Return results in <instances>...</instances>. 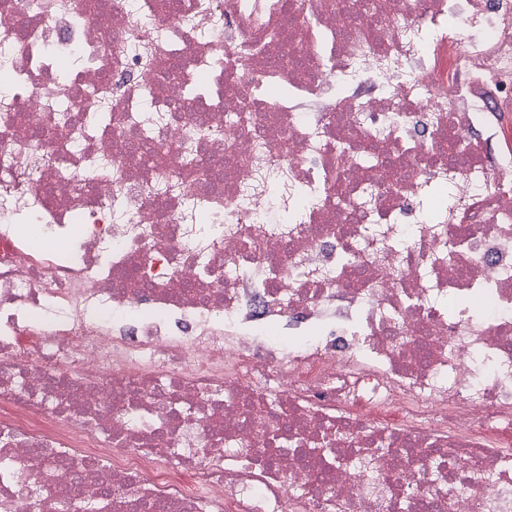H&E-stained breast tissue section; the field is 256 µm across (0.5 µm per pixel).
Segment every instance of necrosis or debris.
<instances>
[{
	"instance_id": "4bbe7bcc",
	"label": "necrosis or debris",
	"mask_w": 512,
	"mask_h": 512,
	"mask_svg": "<svg viewBox=\"0 0 512 512\" xmlns=\"http://www.w3.org/2000/svg\"><path fill=\"white\" fill-rule=\"evenodd\" d=\"M249 3L0 0V512H512V0ZM305 195L304 191L290 188L281 176L264 172L260 176L258 187L247 193V201L258 211L267 207L278 208L288 224L289 202ZM448 183L442 184L443 196L448 194V206L447 212H435L432 208V196L433 189L425 187L420 200H419V212L421 224H444L449 222L452 216L454 204L458 198V187L456 183L450 179L451 175L448 176Z\"/></svg>"
}]
</instances>
